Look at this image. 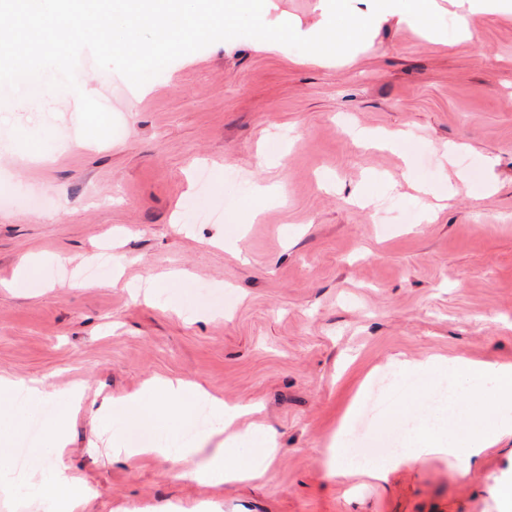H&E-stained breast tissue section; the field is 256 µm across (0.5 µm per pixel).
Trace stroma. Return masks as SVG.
I'll return each mask as SVG.
<instances>
[{
    "mask_svg": "<svg viewBox=\"0 0 512 512\" xmlns=\"http://www.w3.org/2000/svg\"><path fill=\"white\" fill-rule=\"evenodd\" d=\"M76 78L112 137L82 135L66 90L0 112L17 192L0 203V375L42 383L48 421L84 389L60 464L93 488L87 512H501L511 438L469 471L371 470L433 410V377L399 360L512 364V0L470 40L391 21L329 63L240 37L139 88L87 51ZM157 378L252 406L241 426L275 436L265 475L210 486L113 457L112 440L194 425L191 393L175 430L128 425L120 398ZM338 432L378 447L343 476L324 462Z\"/></svg>",
    "mask_w": 512,
    "mask_h": 512,
    "instance_id": "1",
    "label": "stroma"
}]
</instances>
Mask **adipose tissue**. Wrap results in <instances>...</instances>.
I'll return each mask as SVG.
<instances>
[{
	"label": "adipose tissue",
	"instance_id": "adipose-tissue-1",
	"mask_svg": "<svg viewBox=\"0 0 512 512\" xmlns=\"http://www.w3.org/2000/svg\"><path fill=\"white\" fill-rule=\"evenodd\" d=\"M455 383L461 384L478 376L493 375L500 401L512 402V365L493 366L484 362L455 359L450 364ZM455 401L447 399L438 411L422 424L412 438L416 457L431 455L452 456L456 450L453 441L465 437L468 446L465 458L471 466H479L485 452L495 447L502 438L512 437V421L498 418H482L467 423L454 419ZM237 437H230L224 446L215 449L204 466H197V449L191 447L171 449L161 444H146L137 448H114V456L133 458L140 455H153L171 461L181 469L182 475L206 484L243 482L252 478L254 472L266 469L272 455L271 449L260 448L255 452L252 467L240 463L241 454L237 448ZM67 444L65 422L56 423L47 441L32 449L33 466L18 474L12 468L10 449L0 448V492L13 495L18 488L36 492L51 502L53 512H83L89 498V488L77 477L57 468L51 481L39 477L42 466L55 463Z\"/></svg>",
	"mask_w": 512,
	"mask_h": 512
}]
</instances>
